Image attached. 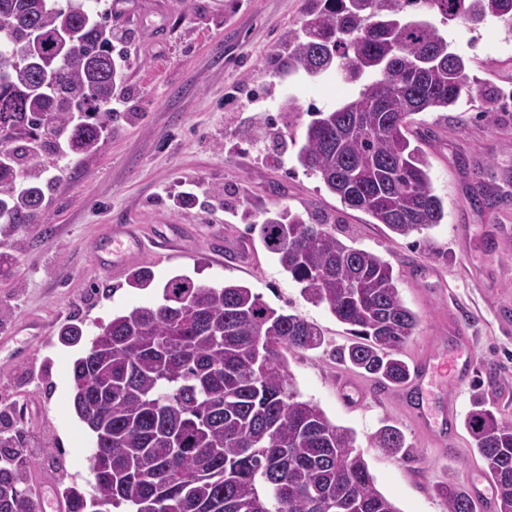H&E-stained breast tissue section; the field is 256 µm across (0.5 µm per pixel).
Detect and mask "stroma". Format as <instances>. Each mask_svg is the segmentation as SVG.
Masks as SVG:
<instances>
[{"instance_id":"stroma-1","label":"stroma","mask_w":512,"mask_h":512,"mask_svg":"<svg viewBox=\"0 0 512 512\" xmlns=\"http://www.w3.org/2000/svg\"><path fill=\"white\" fill-rule=\"evenodd\" d=\"M138 2L125 108L111 135L96 153L68 162L23 248L0 244L11 257L0 272V438L21 417L29 481L57 494L68 486L91 492L95 438L72 403V368L85 346L61 343L59 327L77 320L92 338L113 314L160 300L176 275L236 283L322 330V347L287 353L294 386L354 434L377 489L399 512H447L438 486L486 470L464 425L469 413L481 404L512 423V30L491 19L442 26L451 50L468 59L474 88L492 85L501 96L490 106L477 93L447 111L413 115L444 217L404 237L345 206L296 160L310 109H333L353 91L333 74L288 70L304 0ZM289 96L300 110L285 121L279 106ZM249 130L258 139H246ZM279 205L319 214L391 264L418 316L402 352L408 364L445 352L452 330L467 333L472 380H436L430 399L453 402L459 425L449 441L419 427L401 388L339 361L346 325L303 296L254 229ZM110 224L137 225L143 248L106 275L92 251ZM163 237L178 238V250L156 248ZM137 266L152 271V288L127 286ZM385 425L403 431L407 459L372 447Z\"/></svg>"}]
</instances>
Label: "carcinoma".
<instances>
[{
	"label": "carcinoma",
	"instance_id": "cac0c4a2",
	"mask_svg": "<svg viewBox=\"0 0 512 512\" xmlns=\"http://www.w3.org/2000/svg\"><path fill=\"white\" fill-rule=\"evenodd\" d=\"M288 68L335 71L358 87L316 109L298 163L353 209L400 236L444 217L408 118L472 96L468 62L449 50L440 23L512 26V0H304ZM109 9L99 0H0V236L23 241L37 224L51 179L33 173L93 153L112 130L123 62ZM260 239L302 294L351 327L340 359L374 379L410 378L402 349L418 324L392 266L345 243L336 225L283 208ZM151 271L130 272L146 289ZM72 369L73 407L95 434L89 462L106 456L88 499L69 487L65 512L102 504L130 512H399L376 488L350 430L333 424L294 387L284 351L315 350L320 329L269 306L243 285L204 288L183 275L161 300L112 316ZM512 512V424L486 409L467 421ZM375 448L406 458L403 432L383 426ZM448 512H476L460 483L437 488ZM0 512H38L20 470L0 460Z\"/></svg>",
	"mask_w": 512,
	"mask_h": 512
}]
</instances>
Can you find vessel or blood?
I'll list each match as a JSON object with an SVG mask.
<instances>
[{
	"instance_id": "vessel-or-blood-1",
	"label": "vessel or blood",
	"mask_w": 512,
	"mask_h": 512,
	"mask_svg": "<svg viewBox=\"0 0 512 512\" xmlns=\"http://www.w3.org/2000/svg\"><path fill=\"white\" fill-rule=\"evenodd\" d=\"M137 231L131 224L112 225L109 234L102 245L94 253L97 267L103 271H110L112 259L118 256L125 246L136 243ZM469 341L468 336L462 332H454L449 338L452 350L450 358L437 361L431 358L421 360L415 368L414 389L418 396L412 411L416 420L431 434L442 435L454 425V411L446 407L441 411H433L428 403V387L435 375H447L458 382L466 381L471 373V363L465 356Z\"/></svg>"
}]
</instances>
